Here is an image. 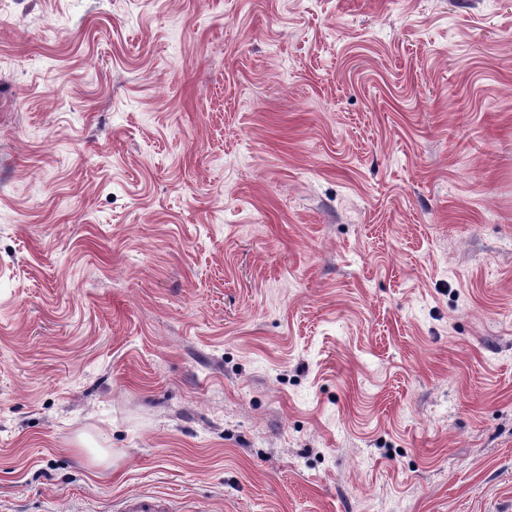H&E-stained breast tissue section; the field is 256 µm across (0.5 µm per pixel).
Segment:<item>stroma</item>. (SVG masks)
Returning a JSON list of instances; mask_svg holds the SVG:
<instances>
[{
	"label": "stroma",
	"instance_id": "obj_1",
	"mask_svg": "<svg viewBox=\"0 0 512 512\" xmlns=\"http://www.w3.org/2000/svg\"><path fill=\"white\" fill-rule=\"evenodd\" d=\"M0 512H512V0H7ZM172 500L151 494H136L122 500L117 512H175Z\"/></svg>",
	"mask_w": 512,
	"mask_h": 512
}]
</instances>
